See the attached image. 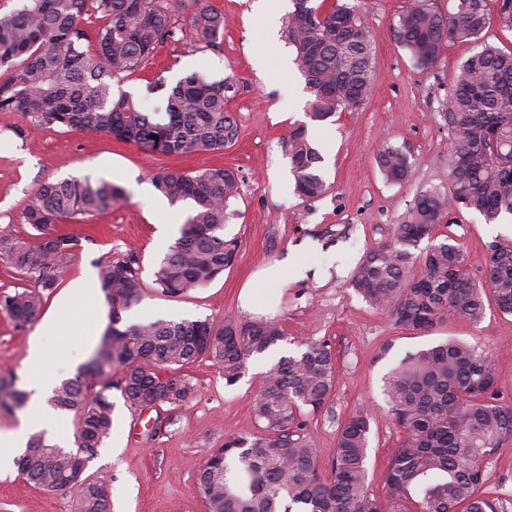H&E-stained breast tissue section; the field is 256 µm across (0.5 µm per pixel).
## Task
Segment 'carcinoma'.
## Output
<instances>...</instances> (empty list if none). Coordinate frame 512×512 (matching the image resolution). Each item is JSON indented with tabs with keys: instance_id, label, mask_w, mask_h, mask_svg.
<instances>
[{
	"instance_id": "cac0c4a2",
	"label": "carcinoma",
	"mask_w": 512,
	"mask_h": 512,
	"mask_svg": "<svg viewBox=\"0 0 512 512\" xmlns=\"http://www.w3.org/2000/svg\"><path fill=\"white\" fill-rule=\"evenodd\" d=\"M292 2L281 37L305 78L309 118L326 122L360 108L374 84L373 44L355 6L338 2L325 10L313 0ZM496 2L493 14L487 0H449L443 13L428 0H416L394 29L422 65L434 63L450 41L474 45L458 66L443 113L448 190L419 194L406 219L393 225L390 240L367 250L350 281L365 302L403 328L427 331L454 319L477 325L489 298L512 314V241L488 245L477 277L451 235L420 247L450 211H474L489 224L512 216V52L481 42L493 21L512 30V0ZM176 10L165 0H26L22 8L0 14V112L20 113L30 131L56 125L98 132L159 154L224 148L239 134L228 108L232 77L208 81L188 74L172 87L162 112H143L126 95L112 99L108 79L141 70L174 38ZM93 15L101 24L92 52L86 23ZM190 25L198 42L213 46L224 31V16L201 8ZM287 152L297 194L324 195L323 157L305 127L290 133ZM376 161L390 184L411 177L409 158L398 148L381 147ZM152 183L170 204H190L180 236L155 272L163 294L182 296L235 259L236 243L224 239V224L229 202L239 196V178L229 168L214 167L196 174L163 170ZM125 200L124 189L106 181L41 185L25 212L34 240L0 234V262L33 278L34 285L0 294V311L19 327L36 322L61 285V267L80 247L79 238L58 234L52 225L75 214L104 215ZM98 277L110 323L90 362L62 381L52 398L74 417L77 451L48 442L40 432L17 460L23 480L68 494L75 512H108L106 482L84 472L112 435V390L133 411L149 404L175 408L195 394L183 373L192 363L211 361L231 387L252 359L288 340L277 322L247 316L221 326L163 319L123 326L122 312L144 292L139 261L133 255L109 261ZM298 346L265 372L252 404L259 431L224 438L202 465L198 494L205 512H497L495 500L479 495L478 487L484 465L512 439V406L498 401L491 353L450 338L406 356L390 371L384 389L403 437L388 468L386 493L377 497L368 490L373 415L365 408L339 426L330 474L319 469V451L304 429L308 417L332 413L336 361L325 342L303 340Z\"/></svg>"
}]
</instances>
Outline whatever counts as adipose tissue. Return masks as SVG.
Masks as SVG:
<instances>
[{
    "label": "adipose tissue",
    "instance_id": "ef3b65f1",
    "mask_svg": "<svg viewBox=\"0 0 512 512\" xmlns=\"http://www.w3.org/2000/svg\"><path fill=\"white\" fill-rule=\"evenodd\" d=\"M305 275L304 268L290 264L289 261H273L259 270L243 288L240 294L242 309L249 312H275L277 306L266 300L265 289L283 287L288 281L304 278ZM44 325L53 330L55 339L48 344L37 336L30 342L26 364L32 378L30 388L34 396L19 429L0 436V472L11 467L15 449L23 447L31 434L47 427L49 413L43 399L51 391L53 380L46 377L45 370L50 361L67 360L74 344V329L62 325L51 316L45 318Z\"/></svg>",
    "mask_w": 512,
    "mask_h": 512
}]
</instances>
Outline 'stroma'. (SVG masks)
<instances>
[{
  "label": "stroma",
  "instance_id": "stroma-1",
  "mask_svg": "<svg viewBox=\"0 0 512 512\" xmlns=\"http://www.w3.org/2000/svg\"><path fill=\"white\" fill-rule=\"evenodd\" d=\"M188 10L208 7L224 16V33L216 45L196 41L184 29L161 45L145 68L112 80L113 95L129 94L144 111L161 107L168 87L198 72L207 80L234 77L236 93L229 103L238 128L237 140L221 150L161 155L133 143L86 131L51 126L21 135L26 122L17 112H0V233L29 236L24 212L39 185L62 178L92 177L123 187L126 202L103 216L80 215L55 224L56 232L80 237L82 247L63 267V282L44 307L78 333L70 361L84 365L104 329L84 317L78 305L63 304L72 282L87 269L108 260L135 255L145 284L137 311L148 319L210 320L240 315L238 295L250 277L267 263L293 255L308 267L306 279L282 290L276 315L287 340L328 343L336 356L337 376L330 404L334 420L309 419L307 437L320 451L323 470L331 468L338 423L357 408L374 415L368 448L369 487L383 494L390 460L400 432L388 414L385 375L407 354L454 337L490 351L499 367L500 401L512 405V315L487 304L476 325L457 319L426 331L396 326L386 311L370 307L349 281L366 250L386 242L424 190L448 188V128L442 114L460 63L472 44L451 42L431 65L417 63L394 36L401 12L416 0H354L375 47L374 86L358 110L342 112L322 124L307 116L309 95L296 66H282L289 54L285 42H270L268 26L256 0H184ZM165 87L152 90L156 77ZM298 126L307 127L324 157L329 189L316 199L295 192L285 143ZM403 150L412 166L410 180H384L376 154L383 145ZM215 166L236 170L240 195L225 227L238 250L231 268L205 287L169 297L158 290L155 272L166 250L157 241L159 222L184 223L183 206L165 205L151 182L162 169L198 172ZM437 233L461 244L471 273H479L489 242L512 238L478 213L462 210L445 216ZM341 257L336 268L333 257ZM37 324L16 327L0 312V378L16 376L27 389L29 342ZM268 368L251 362L232 387L211 361L192 364L188 373L196 391L185 405L148 408L132 413L120 392H113L114 428L86 473L111 489L110 512H204L197 475L207 456L230 435L256 432L252 413ZM166 428L154 430L153 418ZM482 492L494 498L499 512H512V440L506 441L484 468ZM0 512H74L69 495L44 493L29 486L17 470L0 473Z\"/></svg>",
  "mask_w": 512,
  "mask_h": 512
}]
</instances>
